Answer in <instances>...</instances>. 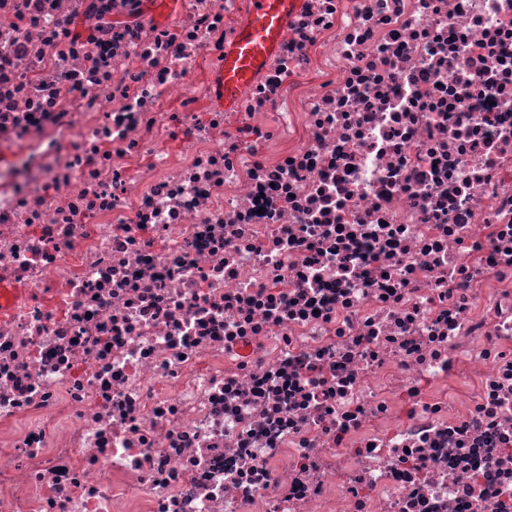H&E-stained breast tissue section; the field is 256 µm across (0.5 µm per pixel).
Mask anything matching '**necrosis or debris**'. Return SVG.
<instances>
[{
  "label": "necrosis or debris",
  "mask_w": 512,
  "mask_h": 512,
  "mask_svg": "<svg viewBox=\"0 0 512 512\" xmlns=\"http://www.w3.org/2000/svg\"><path fill=\"white\" fill-rule=\"evenodd\" d=\"M0 0V512H512V0ZM302 0H249L246 16L224 44V61L214 76L225 111H231L264 63L279 49Z\"/></svg>",
  "instance_id": "necrosis-or-debris-1"
}]
</instances>
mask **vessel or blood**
<instances>
[{
  "mask_svg": "<svg viewBox=\"0 0 512 512\" xmlns=\"http://www.w3.org/2000/svg\"><path fill=\"white\" fill-rule=\"evenodd\" d=\"M302 0H249L246 16L224 44V61L214 77L225 110H233L242 92L279 49L288 23Z\"/></svg>",
  "mask_w": 512,
  "mask_h": 512,
  "instance_id": "b4317fda",
  "label": "vessel or blood"
}]
</instances>
